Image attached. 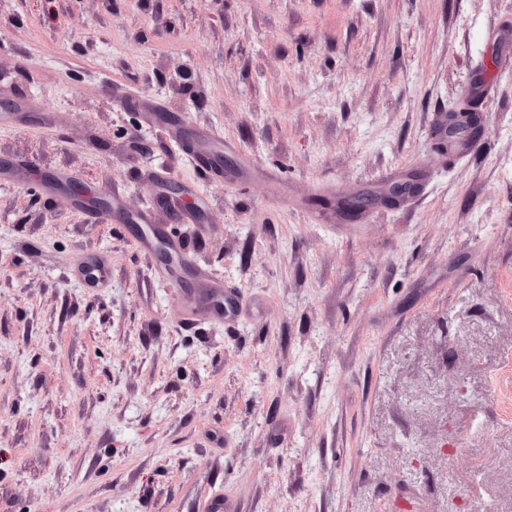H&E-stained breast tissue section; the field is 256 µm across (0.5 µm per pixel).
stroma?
Listing matches in <instances>:
<instances>
[{
	"label": "stroma",
	"instance_id": "stroma-1",
	"mask_svg": "<svg viewBox=\"0 0 512 512\" xmlns=\"http://www.w3.org/2000/svg\"><path fill=\"white\" fill-rule=\"evenodd\" d=\"M503 23L512 0H0V512H512ZM477 78L483 145L441 154ZM151 229L253 310L182 321Z\"/></svg>",
	"mask_w": 512,
	"mask_h": 512
}]
</instances>
